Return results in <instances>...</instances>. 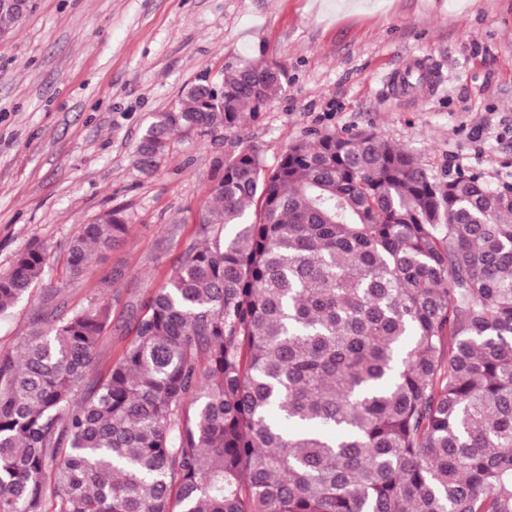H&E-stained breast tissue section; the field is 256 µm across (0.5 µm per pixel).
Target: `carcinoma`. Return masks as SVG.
I'll return each instance as SVG.
<instances>
[{"instance_id":"cac0c4a2","label":"carcinoma","mask_w":512,"mask_h":512,"mask_svg":"<svg viewBox=\"0 0 512 512\" xmlns=\"http://www.w3.org/2000/svg\"><path fill=\"white\" fill-rule=\"evenodd\" d=\"M280 89L264 59L185 86L141 168ZM222 167L204 241L106 376L108 302L0 350V512H512V186L439 179L369 132ZM123 233L117 210L82 225L70 274ZM48 259L0 274V319Z\"/></svg>"}]
</instances>
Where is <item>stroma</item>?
Segmentation results:
<instances>
[{
  "instance_id": "obj_1",
  "label": "stroma",
  "mask_w": 512,
  "mask_h": 512,
  "mask_svg": "<svg viewBox=\"0 0 512 512\" xmlns=\"http://www.w3.org/2000/svg\"><path fill=\"white\" fill-rule=\"evenodd\" d=\"M259 58L284 70L272 103L224 138L173 136L158 168L140 169L155 113ZM413 63L432 85L405 94L391 77ZM344 130L413 152L441 179L512 185V0H32L0 38V272L33 245L51 257L0 320V349L41 315L106 300L93 371L107 373L150 291L199 242L222 160L245 144L271 168L289 143ZM112 210L122 241L71 276L72 237Z\"/></svg>"
}]
</instances>
